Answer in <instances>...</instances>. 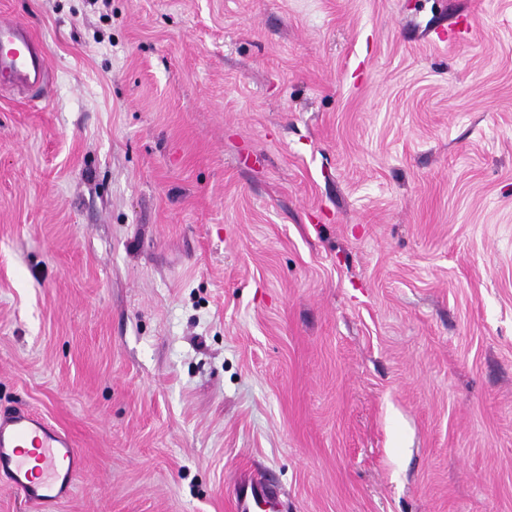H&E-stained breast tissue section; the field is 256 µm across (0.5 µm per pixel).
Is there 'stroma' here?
<instances>
[{
	"label": "stroma",
	"instance_id": "1",
	"mask_svg": "<svg viewBox=\"0 0 512 512\" xmlns=\"http://www.w3.org/2000/svg\"><path fill=\"white\" fill-rule=\"evenodd\" d=\"M0 415L51 512H512V0H0ZM47 51L24 24L0 19V84L39 86L47 84ZM33 448L29 452L25 448ZM39 462L30 466L29 458ZM85 468L71 436L30 410L0 415V474L26 502L51 507L64 500ZM232 500L235 512H262L278 511V493L268 484L241 476L234 485Z\"/></svg>",
	"mask_w": 512,
	"mask_h": 512
}]
</instances>
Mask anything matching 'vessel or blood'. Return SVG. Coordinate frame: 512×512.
Segmentation results:
<instances>
[{
	"label": "vessel or blood",
	"instance_id": "b4317fda",
	"mask_svg": "<svg viewBox=\"0 0 512 512\" xmlns=\"http://www.w3.org/2000/svg\"><path fill=\"white\" fill-rule=\"evenodd\" d=\"M47 51L24 24L0 19V84L46 86ZM85 468L71 436L42 416L0 415V475L25 501L51 507L64 500ZM234 512H277L278 493L249 476L232 492Z\"/></svg>",
	"mask_w": 512,
	"mask_h": 512
}]
</instances>
